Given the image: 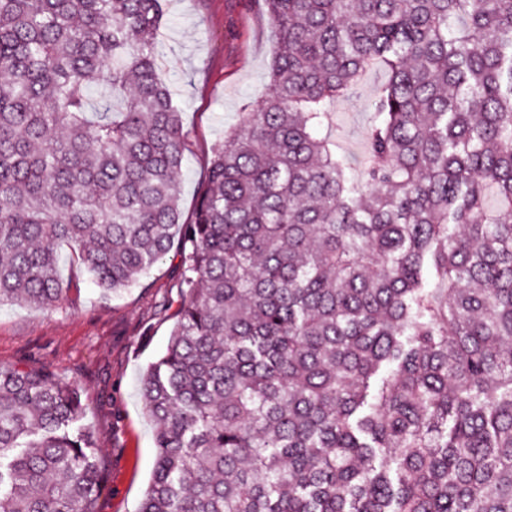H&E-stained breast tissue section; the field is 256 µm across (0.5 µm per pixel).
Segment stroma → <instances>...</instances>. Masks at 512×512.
Returning a JSON list of instances; mask_svg holds the SVG:
<instances>
[{
	"label": "stroma",
	"instance_id": "1",
	"mask_svg": "<svg viewBox=\"0 0 512 512\" xmlns=\"http://www.w3.org/2000/svg\"><path fill=\"white\" fill-rule=\"evenodd\" d=\"M161 72L188 133L181 171V208L191 215L212 149L243 106L268 93L267 69L276 47L262 0H165ZM388 79L372 67L357 95L334 108L336 149L358 176L366 156L370 101ZM66 299L50 309L0 306V365L46 368L78 381L83 422L104 459L97 512H138L155 459V428L141 400L143 368L161 355L182 298L181 263L171 250L139 286L101 291L66 244L56 246Z\"/></svg>",
	"mask_w": 512,
	"mask_h": 512
}]
</instances>
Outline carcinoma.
Listing matches in <instances>:
<instances>
[{"mask_svg": "<svg viewBox=\"0 0 512 512\" xmlns=\"http://www.w3.org/2000/svg\"><path fill=\"white\" fill-rule=\"evenodd\" d=\"M263 2L187 221L164 0H0V304L66 296L60 241L108 294L179 248L139 512H512V0ZM378 64L352 179L331 107ZM82 411L0 367V512H96Z\"/></svg>", "mask_w": 512, "mask_h": 512, "instance_id": "carcinoma-1", "label": "carcinoma"}]
</instances>
